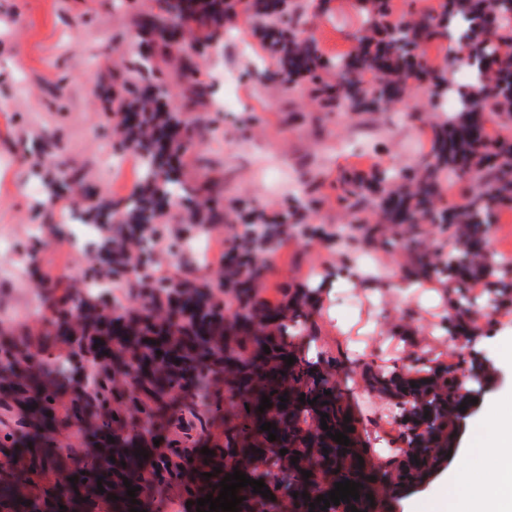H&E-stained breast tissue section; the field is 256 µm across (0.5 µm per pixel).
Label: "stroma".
Listing matches in <instances>:
<instances>
[{"label":"stroma","mask_w":512,"mask_h":512,"mask_svg":"<svg viewBox=\"0 0 512 512\" xmlns=\"http://www.w3.org/2000/svg\"><path fill=\"white\" fill-rule=\"evenodd\" d=\"M308 2V26L321 54L349 52L361 24L353 0ZM148 5V0H131L130 9L118 10L112 0H0V232L23 243L30 225H41L43 268L53 274L76 277L85 267L81 253L65 244L74 233L67 218L79 203L69 197L49 203L47 179L31 175L24 150L44 131L54 132L62 158L84 168L98 196L118 200L133 190L139 177L136 162L127 163L118 178L105 173L104 160L113 152L114 139L97 75L106 59L124 55L128 33ZM236 35L237 41L250 44L252 56L240 54L237 42L228 41L217 64L202 68L216 90L224 88L225 71H232L238 81L233 113L240 124L219 125L201 146L213 165L224 168L225 206L253 202L268 213L280 211L294 191V180L265 174L274 155L292 171L304 166L328 178L308 219L323 226L326 236L290 235L273 258L262 295L279 302L285 288L338 268L339 287L332 297L321 299L315 314L316 345L324 358L364 351L367 364L390 367L417 364L432 355L447 364L468 361L489 369L491 377L470 410L456 453L426 483L395 499L392 512H406L411 502L443 488L456 494V487H444V480L459 462L477 461L486 415L495 400L512 395V359L507 356L512 323L501 317L499 303L481 291L475 295L481 336L452 340L440 313V289L425 282L405 300L383 286L372 287V279L402 276L409 253L367 249L360 226L347 224L331 183L340 167L411 165L427 150V139L418 123L402 113L323 112L303 89L287 93L252 77V58L264 55L265 49L247 24H240ZM9 264L12 293L0 301V323L39 332L42 322L31 313L39 297L24 252L13 253ZM340 319L350 324L349 333L337 334ZM339 387L359 420L364 448L374 462H383L387 450L378 445L375 432L381 422L398 423L397 406L371 392L358 375L342 377Z\"/></svg>","instance_id":"35a3bbf8"}]
</instances>
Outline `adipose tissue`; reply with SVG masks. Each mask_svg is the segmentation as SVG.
<instances>
[{"label": "adipose tissue", "instance_id": "ef3b65f1", "mask_svg": "<svg viewBox=\"0 0 512 512\" xmlns=\"http://www.w3.org/2000/svg\"><path fill=\"white\" fill-rule=\"evenodd\" d=\"M489 422L482 467L468 471L466 491L426 502L427 512H512V402L496 405Z\"/></svg>", "mask_w": 512, "mask_h": 512}]
</instances>
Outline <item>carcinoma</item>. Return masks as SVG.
Segmentation results:
<instances>
[{
  "instance_id": "obj_1",
  "label": "carcinoma",
  "mask_w": 512,
  "mask_h": 512,
  "mask_svg": "<svg viewBox=\"0 0 512 512\" xmlns=\"http://www.w3.org/2000/svg\"><path fill=\"white\" fill-rule=\"evenodd\" d=\"M355 7L363 24L357 47L325 59L304 28L305 0H291L285 16L263 0H195L181 16L170 13L166 0H150L130 42V61L103 74L113 86L108 104L119 151L138 150L142 171L123 201L97 200L80 208V221L93 217L101 228L102 256L90 261L84 274L94 287L43 272L38 277L43 330L33 334L0 325V512H95L97 502L110 495L117 496L114 507L124 510L130 497L123 479L135 487L144 472L151 489L143 498L153 503L179 480L188 495L206 490L217 497L220 481L236 470L263 481L275 496L286 488L288 512H351L353 506L358 512H390L378 486L397 494L421 485L452 455L486 373L439 362L414 370L363 367L370 390L401 409L391 442L403 447L374 465L360 448L359 431H347L357 420L336 392L339 369L313 352V303L325 277L286 293L278 304L260 295L271 254L291 228L307 223L319 203L314 196L319 174H303L304 194L288 198L276 223L255 217L245 204L242 230L228 239V261L217 274L197 275L182 260L170 276L155 274V235L175 242L182 237L175 224L186 221L206 230L230 223L220 204L224 170L211 168L199 151L216 131L211 112L217 97L214 84L201 78L196 55L219 47L239 21L277 39L265 78L290 90L305 78L310 95L329 112H375L400 100L401 91L438 105L456 62L430 66L427 56L445 37L438 19L445 16L447 0L413 21L390 19L386 0H355ZM455 7L472 14L464 48L471 57L493 58L497 81L480 77L461 86L462 107L429 125V150L413 165L341 169L335 179L339 206L365 224L370 245L401 246L397 228L405 218L455 227L456 251L437 262L418 251L408 268L411 275L449 280L451 336L479 330L466 294L470 278H486L502 297L512 294V286L499 278L507 262L475 260L501 198L512 195V102H502L498 85L512 73V9L507 0H455ZM490 14L498 24L487 32L480 19ZM170 27L182 30V45L163 37ZM164 70L175 74L184 107L165 108L170 90L164 82L155 84L152 99L141 97L140 84ZM474 110L496 126V138L463 135ZM198 165L209 167L202 179L191 175ZM451 177L467 180L469 191L449 206L442 191ZM85 179L81 168H56L61 188L80 189ZM117 285L125 286L126 306L100 296L99 289ZM285 356L296 361L289 365ZM73 362L93 365L87 380L65 372ZM264 396L271 407L260 412ZM221 400L224 468L217 473L207 459L192 463L200 441L179 428L185 413L210 410ZM267 422L277 428L274 441L261 430ZM329 431L343 433L350 443L336 442ZM74 434L84 439V447L72 445ZM158 446L168 453L154 454ZM282 449L288 453L280 454ZM305 471L311 476L303 477ZM74 476L77 480L69 481ZM346 480L361 484L359 499L327 508L309 495L314 482L327 496ZM237 496L243 498L239 512L274 507L249 485Z\"/></svg>"
}]
</instances>
